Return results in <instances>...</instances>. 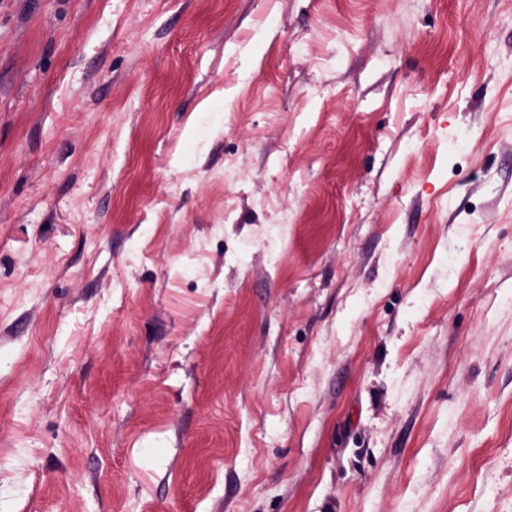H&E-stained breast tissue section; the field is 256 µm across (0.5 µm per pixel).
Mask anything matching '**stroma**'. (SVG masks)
I'll use <instances>...</instances> for the list:
<instances>
[{"label": "stroma", "instance_id": "35a3bbf8", "mask_svg": "<svg viewBox=\"0 0 512 512\" xmlns=\"http://www.w3.org/2000/svg\"><path fill=\"white\" fill-rule=\"evenodd\" d=\"M0 512H512V0H0Z\"/></svg>", "mask_w": 512, "mask_h": 512}]
</instances>
